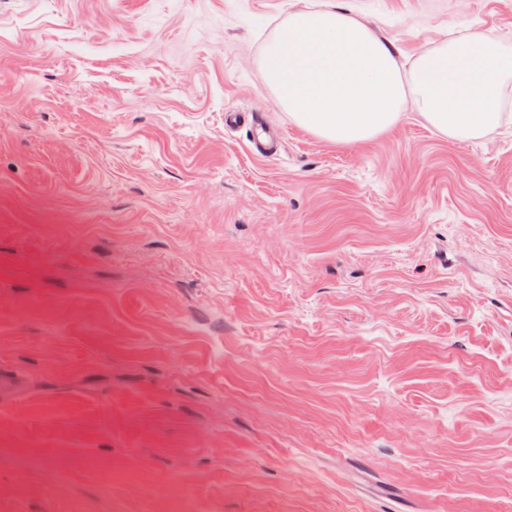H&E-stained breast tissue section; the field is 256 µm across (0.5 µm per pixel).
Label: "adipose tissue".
Segmentation results:
<instances>
[{"mask_svg":"<svg viewBox=\"0 0 512 512\" xmlns=\"http://www.w3.org/2000/svg\"><path fill=\"white\" fill-rule=\"evenodd\" d=\"M266 56L268 81L292 119L346 145L388 131L409 105L442 136L473 138L498 125L507 95L501 52L482 35L444 41L404 68L334 0L291 14Z\"/></svg>","mask_w":512,"mask_h":512,"instance_id":"1","label":"adipose tissue"}]
</instances>
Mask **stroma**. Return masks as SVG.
Instances as JSON below:
<instances>
[{"label": "stroma", "mask_w": 512, "mask_h": 512, "mask_svg": "<svg viewBox=\"0 0 512 512\" xmlns=\"http://www.w3.org/2000/svg\"><path fill=\"white\" fill-rule=\"evenodd\" d=\"M319 2L0 0V512H512V106L315 135L261 58ZM335 2L512 54V0ZM252 143L257 151L266 153L278 145L282 131L279 127L269 124L254 115L251 117ZM29 389L23 375L12 370L0 369V398L21 396Z\"/></svg>", "instance_id": "obj_1"}]
</instances>
